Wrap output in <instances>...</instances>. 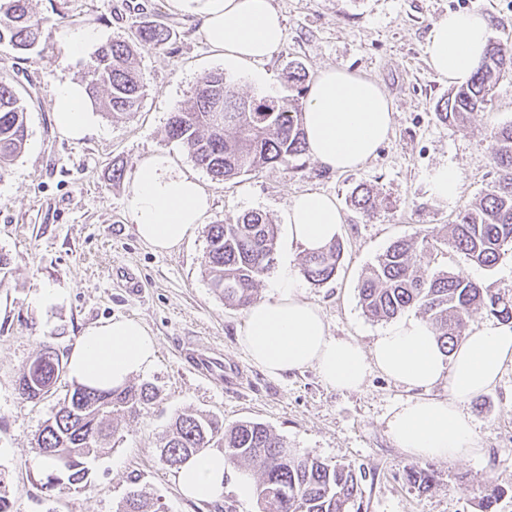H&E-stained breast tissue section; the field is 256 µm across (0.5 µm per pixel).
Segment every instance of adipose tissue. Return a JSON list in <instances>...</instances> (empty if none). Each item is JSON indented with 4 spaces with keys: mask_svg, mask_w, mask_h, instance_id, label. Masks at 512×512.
<instances>
[{
    "mask_svg": "<svg viewBox=\"0 0 512 512\" xmlns=\"http://www.w3.org/2000/svg\"><path fill=\"white\" fill-rule=\"evenodd\" d=\"M166 7L202 19L205 39L226 70L247 68L255 82H265L255 65L284 35L271 0H166ZM489 34V16L478 6L434 21L425 48L430 68L449 83H466L484 57ZM53 110L58 131L71 139L82 138L95 123L96 109L79 81L56 85ZM392 122L388 95L369 77L330 66L307 88L303 128L308 152L331 169L351 170L374 156ZM211 204L198 179L178 169L167 153L151 154L138 164L130 197L135 231L156 251L179 247L202 224ZM285 219L289 243L308 252L335 239L342 215L332 197L309 191L288 202ZM273 288L271 297L247 309L239 332L250 363L273 377L311 367L328 386L347 391L361 389L372 372H380L413 392L387 418V433L397 447L425 460L482 456L466 406L512 367V325L484 322L447 354L424 320L403 317L367 349L355 338L330 334L319 306L306 298L290 267H282ZM156 358V341L142 323L120 317L83 329L68 368L77 383L117 389L148 372ZM441 382L447 396L431 395ZM229 469L223 451H205L180 466L177 483L194 500L218 499Z\"/></svg>",
    "mask_w": 512,
    "mask_h": 512,
    "instance_id": "1",
    "label": "adipose tissue"
}]
</instances>
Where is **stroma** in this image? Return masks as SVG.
I'll list each match as a JSON object with an SVG mask.
<instances>
[{
    "label": "stroma",
    "mask_w": 512,
    "mask_h": 512,
    "mask_svg": "<svg viewBox=\"0 0 512 512\" xmlns=\"http://www.w3.org/2000/svg\"><path fill=\"white\" fill-rule=\"evenodd\" d=\"M284 18V38L271 56L257 63L268 76L255 84L245 73L232 75L244 96H277L288 65L301 64L308 79L337 66L376 80L393 105V124L375 156L360 167L338 172L302 154L289 166L216 182L191 159L185 147L166 136L171 112L191 103L200 77L223 70L206 43L200 19L171 14L165 0H32L49 18L38 48L22 53L0 47V68L13 71L27 107L28 139L21 155L0 180V493L13 512H119L131 489L164 512H259L257 477L230 468L224 496L195 502L183 496L177 471L161 457L159 443L179 413L209 414L231 423L266 425L289 447L332 462L361 467L360 512H479L482 488H505L496 512H512V373L492 391L474 398L484 454L477 460L427 461L436 483L425 493L406 480L414 458L386 432L390 409L408 398L405 388L381 374L370 375L357 391L328 387L314 369L282 378L252 365L238 344L245 311L229 306L212 289L204 266L209 225L235 220L254 210L278 226L276 265L301 273L302 252L289 246L282 222L286 203L307 191L333 196L343 222V245L335 276L317 285L303 281L331 335L352 336L370 345L384 324L366 317L357 285L395 240L441 230L464 205L479 199L495 178L490 132L512 122V75L497 86L491 102L474 114L466 129L440 123L435 105L449 84L430 69L425 45L434 21L448 12L480 6L491 18V39L512 42V0H272ZM168 27L169 42L138 46L137 63L145 95L136 112L96 117L83 139L62 136L53 115V90L67 78L83 79L88 63L70 60L66 37L72 27L98 31L101 42L136 40L143 19ZM164 151L183 171L198 177L213 198L197 230L179 247L160 254L135 233L130 209L139 162ZM443 164L459 169L462 190L452 202L435 198L432 171ZM122 167L113 179V167ZM360 184L382 198L370 215L349 202ZM437 265L512 298V257L494 267L448 250ZM125 269L139 282L126 288L117 278ZM66 289L63 303L42 307V288ZM115 317L135 319L157 343V359L134 383H148L157 399L140 414L125 416L115 445L89 463V486L62 493L47 486L32 465L34 436L58 407L74 381L62 375L41 400L18 390L23 367L48 351L67 359L72 344L91 324ZM216 351L239 377L218 383L200 374L196 354ZM248 492H241V485Z\"/></svg>",
    "instance_id": "35a3bbf8"
}]
</instances>
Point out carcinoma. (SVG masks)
Wrapping results in <instances>:
<instances>
[{"label":"carcinoma","instance_id":"1","mask_svg":"<svg viewBox=\"0 0 512 512\" xmlns=\"http://www.w3.org/2000/svg\"><path fill=\"white\" fill-rule=\"evenodd\" d=\"M49 19L37 16L31 0H0V46L19 52L35 49ZM137 38L159 46L170 30L143 21ZM512 71V42L489 43L485 58L471 81L452 88L436 103L439 120L463 128L471 114L483 111L499 81ZM87 90L94 103L109 114L138 110L145 85L136 66L135 49L127 42L100 46L92 57ZM306 73L290 65L284 74L282 100L244 97L222 72L203 76L194 100L172 113L167 137L180 142L192 160L222 183L274 164L288 166L306 152L302 128ZM28 138L27 112L14 75L0 71V177L21 154ZM492 159L497 177L479 200L460 210L444 236L432 232L421 238H401L378 256L358 284L364 313L373 320L393 319L411 307L420 310L441 342L454 347L463 336L471 313L483 308L503 323L512 322V300L445 268L432 269L427 255L450 248L472 261L492 267L512 255V123L492 128ZM351 206L368 215L380 205L373 190L362 185L351 193ZM277 227L258 211H249L207 230L204 264L211 288L224 302L247 308L257 300V286L274 264ZM342 256L334 240L302 259L305 277L315 284L331 280ZM59 358L49 352L35 357L19 378L21 394L30 400L49 393L60 376ZM157 397L153 386L128 385L102 391L80 384L44 421L36 437L37 469H50L52 488L88 487V459L115 437V419L134 414ZM285 441L262 423L244 420L230 425L209 415L182 413L169 425L160 453L174 467L208 448H220L227 462L253 471L262 512H348L361 496V478L350 463H332L307 453L284 454ZM407 480L421 492L430 490L434 474L412 467ZM505 490L488 484L478 502L480 512H495ZM120 512H151L141 493L132 491Z\"/></svg>","mask_w":512,"mask_h":512}]
</instances>
